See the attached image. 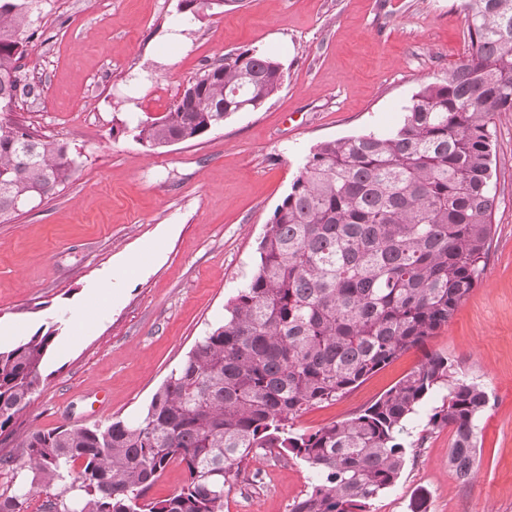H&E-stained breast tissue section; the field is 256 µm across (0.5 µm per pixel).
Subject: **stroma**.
Returning a JSON list of instances; mask_svg holds the SVG:
<instances>
[{"label": "stroma", "instance_id": "35a3bbf8", "mask_svg": "<svg viewBox=\"0 0 512 512\" xmlns=\"http://www.w3.org/2000/svg\"><path fill=\"white\" fill-rule=\"evenodd\" d=\"M465 0H240L189 17L180 0H48L21 61L34 92L18 116L79 165L52 195L0 224V345L56 331L34 404L0 432V492L30 481L16 439L60 425L136 420L250 281L276 206L319 143L399 122L412 96L466 55ZM257 49L284 82L197 141L152 149L124 128L166 114L224 54ZM494 237L447 326L358 388L304 413L311 432L350 417L442 351L483 384L476 474L448 467L450 433L408 425L396 485L368 512H512V112L494 132ZM95 307L88 324L76 311ZM309 469L254 451L224 512H290Z\"/></svg>", "mask_w": 512, "mask_h": 512}]
</instances>
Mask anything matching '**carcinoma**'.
Here are the masks:
<instances>
[{
  "instance_id": "obj_1",
  "label": "carcinoma",
  "mask_w": 512,
  "mask_h": 512,
  "mask_svg": "<svg viewBox=\"0 0 512 512\" xmlns=\"http://www.w3.org/2000/svg\"><path fill=\"white\" fill-rule=\"evenodd\" d=\"M42 0H0V219L68 182L76 158L14 116L25 43ZM467 55L423 84L385 133L320 143L275 208L256 271L133 422L61 425L17 443L30 485L0 494V512H224L258 448L306 463L309 490L291 512H366L404 468L408 422L440 390L427 425L451 433L448 465L474 474L486 388L442 352L353 416L314 432L297 420L345 395L448 325L479 280L493 237V128L512 112V0L464 7ZM283 84L280 62L247 49L209 64L133 138L150 148L191 142L238 106L255 110ZM54 340L41 330L0 350V431L34 402ZM178 460L185 485L159 502L146 490Z\"/></svg>"
}]
</instances>
